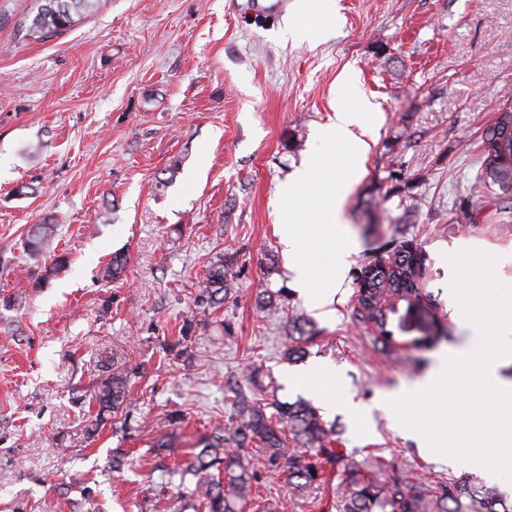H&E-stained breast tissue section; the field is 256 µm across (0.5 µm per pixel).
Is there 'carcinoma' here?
I'll return each mask as SVG.
<instances>
[{
  "label": "carcinoma",
  "mask_w": 512,
  "mask_h": 512,
  "mask_svg": "<svg viewBox=\"0 0 512 512\" xmlns=\"http://www.w3.org/2000/svg\"><path fill=\"white\" fill-rule=\"evenodd\" d=\"M100 0H44L36 13L25 19L27 35L41 41L57 38L78 20L92 15ZM481 167L492 182L500 177L512 179V113H504L489 131L485 140ZM53 224L46 221L35 225L27 239V249L39 254L49 243ZM126 258L112 256L102 268L101 278L112 280L123 272ZM371 272L370 283L359 282L358 308L361 320L375 323L379 340L387 343L386 313L381 306L383 295H395L412 302L419 299L417 276L419 261L406 250L405 245L387 259L361 268ZM229 289L224 262L219 261L209 270L205 288L199 301L211 303L216 295ZM314 333L296 319L289 328L285 354L292 360L306 354L305 345L312 342ZM127 378L114 374L97 389L94 398L99 404L98 415L113 412L126 402ZM239 425L227 434L219 429L207 439L199 451L177 467L168 470L170 476L195 479L190 494L197 497L204 512H249L252 502L254 474L244 464L242 448L256 441L267 459V465L288 475V484L297 496L312 497L324 484L327 468L334 469L339 485L345 487L338 500L336 512H512V504L492 487L464 483L427 484L422 479L396 477L388 479L384 473L389 463L376 459L364 467L353 460L344 461L332 448L337 435L336 426L324 422L309 403L299 399L293 403H276V415L268 416L265 406L241 403ZM279 427H274V424ZM288 428L295 447L287 454L281 426Z\"/></svg>",
  "instance_id": "1"
}]
</instances>
